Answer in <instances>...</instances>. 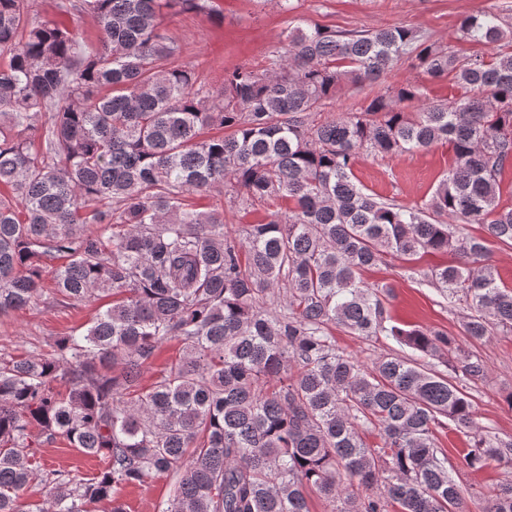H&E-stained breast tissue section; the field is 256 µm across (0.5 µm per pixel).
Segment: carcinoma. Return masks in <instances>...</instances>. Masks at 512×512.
Segmentation results:
<instances>
[{
	"mask_svg": "<svg viewBox=\"0 0 512 512\" xmlns=\"http://www.w3.org/2000/svg\"><path fill=\"white\" fill-rule=\"evenodd\" d=\"M0 0V314L41 295L47 262L58 301L110 296L83 332L41 357L0 356V512H126L125 485L178 475L165 512H460L461 492L436 445L445 418L472 427L467 383L481 361L439 332L387 323L359 272L391 256L452 252L426 282L471 314L462 335L512 332V287L481 263L488 237L512 245V207H498L512 166V24L494 12L461 20L460 38L495 44L461 56L407 27L296 25L269 52L206 84L164 32L209 0ZM91 16L98 43L67 21ZM410 61L464 93L421 104L415 86L365 97L356 112L311 125L345 82L374 85ZM47 119H41V116ZM219 130L213 135L207 130ZM437 143L452 161L431 197L406 207L364 192L360 151L413 153ZM224 191L248 208L293 206L224 232V209L186 195ZM455 217L457 224L447 218ZM85 224L101 225L86 235ZM288 288L286 311L265 308ZM390 336L415 352L373 369L336 347L329 328ZM183 355L151 386L141 370L160 343ZM447 357L448 373L430 360ZM378 432L370 446L363 435ZM103 460L91 477L47 470L36 448L59 438ZM512 464V441L482 438L464 459ZM38 500L27 503L26 496ZM483 512H512V482Z\"/></svg>",
	"mask_w": 512,
	"mask_h": 512,
	"instance_id": "obj_1",
	"label": "carcinoma"
}]
</instances>
